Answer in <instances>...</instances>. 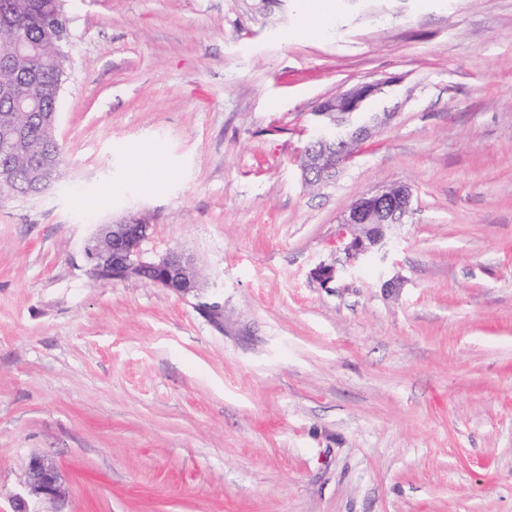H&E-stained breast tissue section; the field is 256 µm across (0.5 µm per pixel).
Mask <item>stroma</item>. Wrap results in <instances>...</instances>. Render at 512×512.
Returning a JSON list of instances; mask_svg holds the SVG:
<instances>
[{
  "mask_svg": "<svg viewBox=\"0 0 512 512\" xmlns=\"http://www.w3.org/2000/svg\"><path fill=\"white\" fill-rule=\"evenodd\" d=\"M317 5L64 0L65 174L0 195V512L35 456L33 512H512V0ZM376 80L392 120L309 188L317 104ZM393 183L391 247L323 287ZM130 216L201 294L90 279ZM412 189L406 184H395L367 193L348 209L340 223L339 235L345 262L342 269L367 259L372 248L388 245L385 226L402 224L410 212ZM351 226H372L364 235L351 234ZM29 482L26 496H17L12 503V512H33L30 510L29 499L57 500L64 496V488L60 482L57 469L39 457L29 461Z\"/></svg>",
  "mask_w": 512,
  "mask_h": 512,
  "instance_id": "obj_1",
  "label": "stroma"
}]
</instances>
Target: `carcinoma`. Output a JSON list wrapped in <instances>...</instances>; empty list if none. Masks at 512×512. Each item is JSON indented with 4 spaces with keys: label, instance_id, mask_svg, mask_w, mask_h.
I'll use <instances>...</instances> for the list:
<instances>
[{
    "label": "carcinoma",
    "instance_id": "1",
    "mask_svg": "<svg viewBox=\"0 0 512 512\" xmlns=\"http://www.w3.org/2000/svg\"><path fill=\"white\" fill-rule=\"evenodd\" d=\"M60 30L56 0H0V88L18 87L40 104L38 112H20L0 97V136L8 140L7 155L0 154V194L38 193L32 169L58 147L49 117L59 101Z\"/></svg>",
    "mask_w": 512,
    "mask_h": 512
}]
</instances>
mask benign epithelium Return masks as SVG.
I'll return each instance as SVG.
<instances>
[{
    "mask_svg": "<svg viewBox=\"0 0 512 512\" xmlns=\"http://www.w3.org/2000/svg\"><path fill=\"white\" fill-rule=\"evenodd\" d=\"M388 84L387 80L357 84L318 105V115L331 118L337 127L323 126L311 137L302 154L305 180L316 178L323 184L336 180L343 166L355 155L350 146L371 139L377 129L393 117L391 112H368L360 121H352L361 101L381 92ZM54 162L55 156L50 153L37 166L36 179L44 189L55 182ZM412 197L410 186L395 184L367 193L349 207L339 235L345 254L344 266L363 262L372 248L388 245L385 227L404 223ZM150 230L151 225L143 217L97 225L89 239L96 249L86 256L93 280H103L104 274L110 271L114 280H141L147 276L151 282L179 294L187 295L202 288L190 257L179 252L158 258L148 256L143 245ZM28 469L26 495L14 499L12 512H31L29 500L32 498L54 501L64 496L59 472L53 465L33 457Z\"/></svg>",
    "mask_w": 512,
    "mask_h": 512,
    "instance_id": "obj_1",
    "label": "benign epithelium"
}]
</instances>
